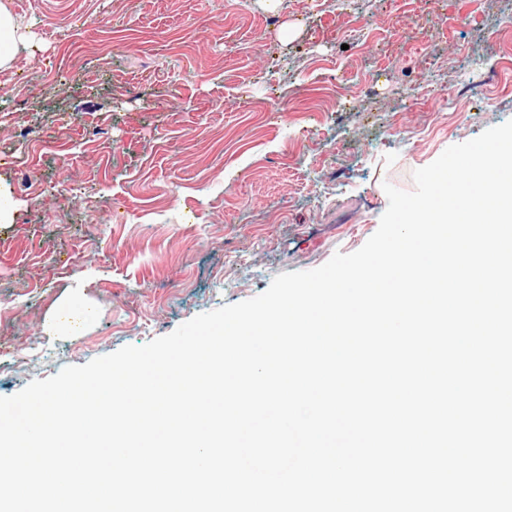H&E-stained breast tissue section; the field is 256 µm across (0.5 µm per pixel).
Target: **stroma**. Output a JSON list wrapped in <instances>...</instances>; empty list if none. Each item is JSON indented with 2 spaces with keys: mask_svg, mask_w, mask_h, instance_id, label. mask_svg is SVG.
Returning a JSON list of instances; mask_svg holds the SVG:
<instances>
[{
  "mask_svg": "<svg viewBox=\"0 0 512 512\" xmlns=\"http://www.w3.org/2000/svg\"><path fill=\"white\" fill-rule=\"evenodd\" d=\"M5 2L0 397L358 250L384 184L512 120V0ZM34 46L28 28L2 1L0 2V71L7 69L22 51ZM94 317V311L82 295L76 293L64 301L54 315L44 323L43 331L48 335L74 333Z\"/></svg>",
  "mask_w": 512,
  "mask_h": 512,
  "instance_id": "obj_1",
  "label": "stroma"
}]
</instances>
